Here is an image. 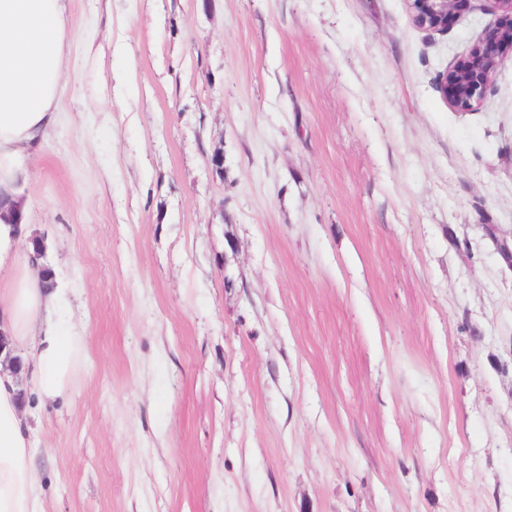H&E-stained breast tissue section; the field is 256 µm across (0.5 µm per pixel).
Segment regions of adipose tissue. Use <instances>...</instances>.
I'll list each match as a JSON object with an SVG mask.
<instances>
[{
	"label": "adipose tissue",
	"instance_id": "obj_1",
	"mask_svg": "<svg viewBox=\"0 0 512 512\" xmlns=\"http://www.w3.org/2000/svg\"><path fill=\"white\" fill-rule=\"evenodd\" d=\"M67 0H0V186H15L26 160L38 151L57 119V88L65 50ZM58 289L39 278H15L0 290V326L15 368L0 362V512H44L32 465L30 428L20 387L56 400L78 371L84 338L70 324L31 325L43 306L63 301Z\"/></svg>",
	"mask_w": 512,
	"mask_h": 512
}]
</instances>
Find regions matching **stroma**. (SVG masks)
<instances>
[{"label": "stroma", "instance_id": "1", "mask_svg": "<svg viewBox=\"0 0 512 512\" xmlns=\"http://www.w3.org/2000/svg\"><path fill=\"white\" fill-rule=\"evenodd\" d=\"M494 21L68 0L21 185L87 338L25 403L46 512H512V63L435 86Z\"/></svg>", "mask_w": 512, "mask_h": 512}]
</instances>
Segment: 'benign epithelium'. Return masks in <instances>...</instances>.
I'll use <instances>...</instances> for the list:
<instances>
[{"mask_svg":"<svg viewBox=\"0 0 512 512\" xmlns=\"http://www.w3.org/2000/svg\"><path fill=\"white\" fill-rule=\"evenodd\" d=\"M412 22L431 33L448 31L450 25L471 7L472 0H411ZM496 22L458 55L436 79L442 100L459 112L478 109L492 87L498 70L512 61V0H488ZM0 189V220L22 222V208L5 206Z\"/></svg>","mask_w":512,"mask_h":512,"instance_id":"obj_1","label":"benign epithelium"}]
</instances>
